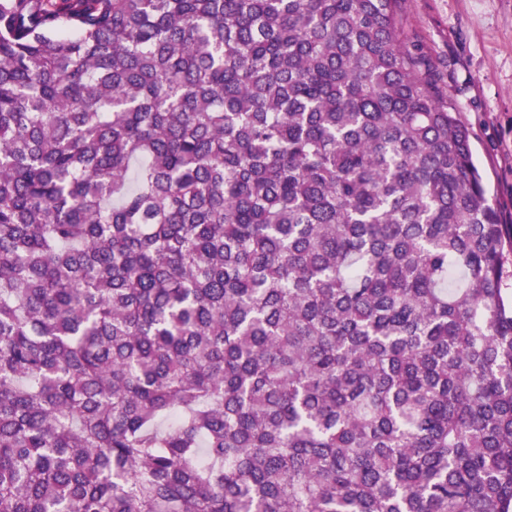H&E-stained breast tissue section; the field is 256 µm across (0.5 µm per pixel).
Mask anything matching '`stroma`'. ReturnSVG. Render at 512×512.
I'll use <instances>...</instances> for the list:
<instances>
[{"label": "stroma", "mask_w": 512, "mask_h": 512, "mask_svg": "<svg viewBox=\"0 0 512 512\" xmlns=\"http://www.w3.org/2000/svg\"><path fill=\"white\" fill-rule=\"evenodd\" d=\"M402 36L471 132L473 158L512 222V0H404Z\"/></svg>", "instance_id": "stroma-1"}]
</instances>
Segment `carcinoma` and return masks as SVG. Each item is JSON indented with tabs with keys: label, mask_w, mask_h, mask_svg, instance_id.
I'll return each instance as SVG.
<instances>
[{
	"label": "carcinoma",
	"mask_w": 512,
	"mask_h": 512,
	"mask_svg": "<svg viewBox=\"0 0 512 512\" xmlns=\"http://www.w3.org/2000/svg\"><path fill=\"white\" fill-rule=\"evenodd\" d=\"M402 0H0V512H512V224Z\"/></svg>",
	"instance_id": "cac0c4a2"
}]
</instances>
